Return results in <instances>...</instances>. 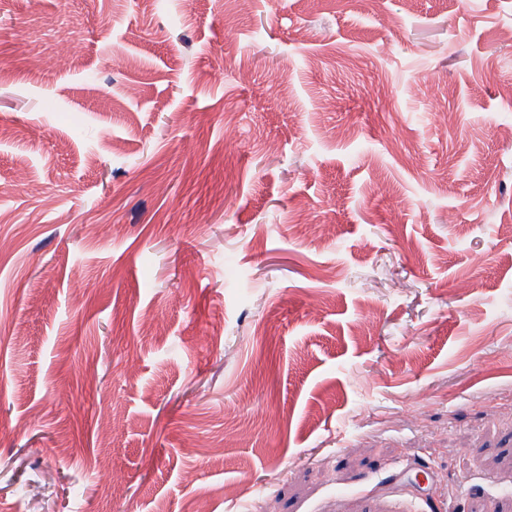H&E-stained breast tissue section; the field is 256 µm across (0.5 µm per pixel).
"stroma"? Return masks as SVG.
I'll return each mask as SVG.
<instances>
[{
    "label": "stroma",
    "instance_id": "1",
    "mask_svg": "<svg viewBox=\"0 0 512 512\" xmlns=\"http://www.w3.org/2000/svg\"><path fill=\"white\" fill-rule=\"evenodd\" d=\"M511 226L512 0H0V512H512Z\"/></svg>",
    "mask_w": 512,
    "mask_h": 512
}]
</instances>
